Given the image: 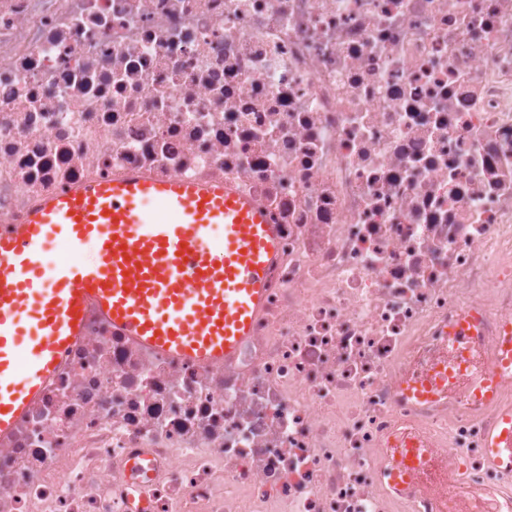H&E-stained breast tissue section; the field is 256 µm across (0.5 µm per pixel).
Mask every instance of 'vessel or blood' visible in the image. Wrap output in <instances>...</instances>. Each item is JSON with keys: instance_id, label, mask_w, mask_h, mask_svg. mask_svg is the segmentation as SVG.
Wrapping results in <instances>:
<instances>
[{"instance_id": "vessel-or-blood-1", "label": "vessel or blood", "mask_w": 512, "mask_h": 512, "mask_svg": "<svg viewBox=\"0 0 512 512\" xmlns=\"http://www.w3.org/2000/svg\"><path fill=\"white\" fill-rule=\"evenodd\" d=\"M151 203L159 214L148 221L143 207ZM217 224L224 227L219 244L212 239ZM54 235L75 251L94 244V259L39 269ZM276 247L275 226L232 184L136 172L85 181L0 224V438L84 336L90 317L150 351L223 362L251 333ZM511 379L507 319L496 358L470 387L486 401ZM486 448L493 465L512 471V410L500 414Z\"/></svg>"}]
</instances>
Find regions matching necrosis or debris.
I'll return each mask as SVG.
<instances>
[{"label":"necrosis or debris","mask_w":512,"mask_h":512,"mask_svg":"<svg viewBox=\"0 0 512 512\" xmlns=\"http://www.w3.org/2000/svg\"><path fill=\"white\" fill-rule=\"evenodd\" d=\"M128 171L253 197L264 304L212 366L90 318L0 441V512H512V385L405 389L512 318V0H0V223ZM485 448L493 465L512 471V410L500 414L488 433Z\"/></svg>","instance_id":"4bbe7bcc"}]
</instances>
